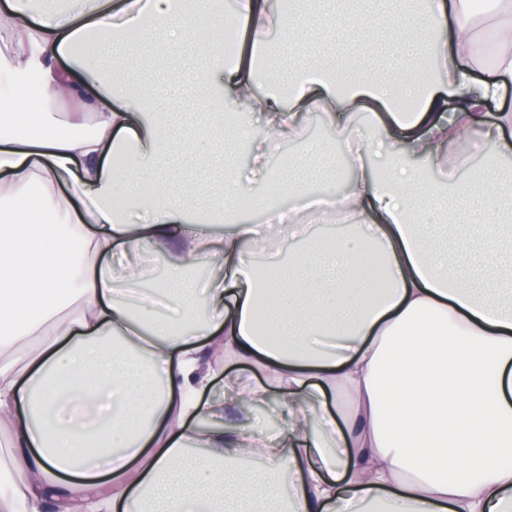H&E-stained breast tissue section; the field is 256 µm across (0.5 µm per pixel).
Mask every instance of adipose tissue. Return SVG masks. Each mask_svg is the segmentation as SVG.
Listing matches in <instances>:
<instances>
[{"label":"adipose tissue","mask_w":512,"mask_h":512,"mask_svg":"<svg viewBox=\"0 0 512 512\" xmlns=\"http://www.w3.org/2000/svg\"><path fill=\"white\" fill-rule=\"evenodd\" d=\"M34 3L0 10V419L11 428L0 512H260L239 477L245 457L265 484L293 477L277 512H512V298L487 296L512 283V242L486 225L456 237L448 208L479 193L512 219V180L499 172L512 145H492L487 169L464 184L448 165L449 145L471 137L475 111L512 76V0H489L482 14L472 0L391 14L384 0L345 13L338 0H311L287 14L277 0H235L245 27L229 53L200 0H82L77 15ZM484 16L499 48L477 81ZM132 31L161 32L171 61L186 41L201 48L199 106L209 127L246 143L250 180L270 182L271 140L303 139L304 118L327 108L337 153L306 149L349 177L332 209L256 204L210 141L223 199L186 210L162 166L196 149L167 125L170 104H144L77 52L112 33L137 59ZM302 36L340 59L311 57L284 85L264 75L270 39L285 51ZM422 56L437 61L426 80ZM363 112L384 131L383 181L356 133ZM253 114L269 139L252 136ZM411 158L436 163L442 180ZM329 223L332 237L305 232ZM270 241L288 268L263 280L249 249ZM155 250L171 256L160 293L132 291L142 254ZM163 295L180 299L175 314ZM204 350L263 371L260 385L225 376L239 410L288 396L286 440L214 427ZM329 395L335 410L307 434L303 419Z\"/></svg>","instance_id":"ef3b65f1"}]
</instances>
